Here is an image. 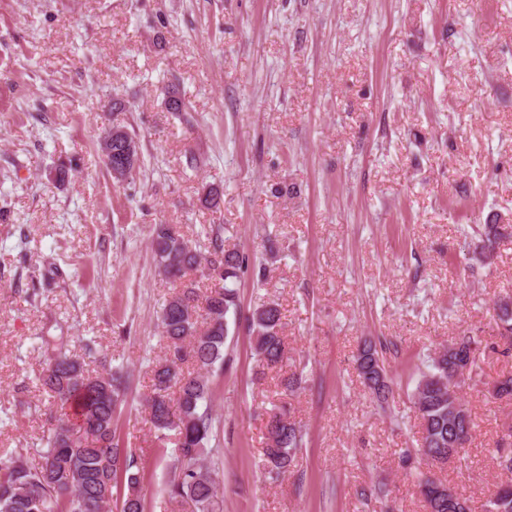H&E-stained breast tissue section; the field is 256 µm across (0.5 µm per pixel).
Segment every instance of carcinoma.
I'll list each match as a JSON object with an SVG mask.
<instances>
[{
    "label": "carcinoma",
    "mask_w": 512,
    "mask_h": 512,
    "mask_svg": "<svg viewBox=\"0 0 512 512\" xmlns=\"http://www.w3.org/2000/svg\"><path fill=\"white\" fill-rule=\"evenodd\" d=\"M512 235L511 224L497 220L484 225L479 261L493 264L498 242ZM151 248L159 272L181 282V288L163 303L159 313L163 357L152 369V385L145 399V413L158 439L175 432L174 455L169 464L167 495L179 505L189 501L194 512H220L217 490L218 461L210 443L214 418L211 413L212 378L224 373L227 361L224 343L229 335L227 316L239 306L237 283L249 266V256L224 248L220 231L213 232L207 256L172 224H156ZM219 258L220 270L209 273L222 286L199 293L196 283L184 281L188 272ZM280 305L268 301L247 317L253 341L256 378L283 370L290 364L288 343L282 335ZM499 335L512 343V311L496 314ZM386 345L363 341L356 356L361 381L375 374L369 392L380 402L393 395L384 365ZM479 376L476 358L455 378L448 372V354L441 351L426 358V370L411 392L424 430L421 448L403 452L400 465L415 479L432 512H452L448 497H433L438 478L413 465L419 454L425 465L437 467L452 458L461 459L475 422L458 393ZM49 397L54 421L40 447L34 449L37 463L29 465L13 453L0 454V512H110L113 488L126 484L121 512H143V495L137 459L119 447L114 420L122 399L121 368L91 373L68 356L63 340L53 344L37 377ZM263 470L272 481L291 473L295 454L303 445L301 425L284 403L267 411ZM485 512H512V483H500L485 504Z\"/></svg>",
    "instance_id": "1"
}]
</instances>
